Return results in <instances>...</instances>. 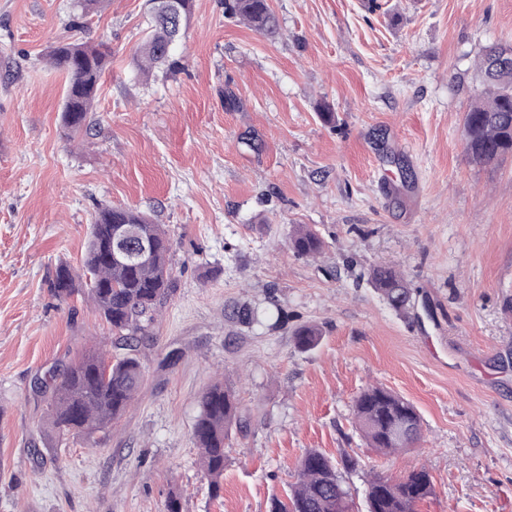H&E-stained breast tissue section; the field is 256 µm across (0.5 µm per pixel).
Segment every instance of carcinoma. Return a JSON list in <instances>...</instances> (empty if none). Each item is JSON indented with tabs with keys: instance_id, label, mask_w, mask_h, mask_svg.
<instances>
[{
	"instance_id": "obj_1",
	"label": "carcinoma",
	"mask_w": 512,
	"mask_h": 512,
	"mask_svg": "<svg viewBox=\"0 0 512 512\" xmlns=\"http://www.w3.org/2000/svg\"><path fill=\"white\" fill-rule=\"evenodd\" d=\"M149 33L140 49L142 70L170 58L176 41L185 37L192 0H183L179 14L171 17L165 0H147ZM231 15L240 17L257 32L273 36L278 24L268 0H231ZM50 65L65 72L68 86L61 115L68 141L81 138L87 113L97 97L108 53L83 42L59 43L49 51ZM484 91L465 114L466 151L472 162L488 164L512 153V44L493 43L485 47L478 63ZM131 224L136 233L129 240L134 249L141 240L152 244L148 259L117 262L108 258L113 231ZM325 242L317 230L297 226L288 239V248L300 256L322 253ZM171 243L166 231L134 208L111 207L99 210L83 259L86 280L71 267L60 265L52 279L55 297L65 302L74 295L86 298L116 334L115 353L96 348L85 350L62 373L50 391L46 404L48 425L57 438H80L96 445L107 435L134 402L143 377L137 334L144 323L153 322L174 292ZM372 288L393 309H407L411 292L404 275L395 267L379 264L368 274ZM302 350H312L321 341V329L312 324L293 331ZM200 411L193 436L208 490L215 499L224 486V440L232 427H244L240 402L235 393L216 381L199 399ZM357 427L367 445L382 455L403 447L411 448L421 438L420 416L406 400L381 386L364 390L355 401ZM407 419L414 428L403 445L390 440L389 425ZM346 486L332 458L312 449L297 466V479L281 499H271L269 512H348ZM435 497L432 476L414 469L401 480L375 474L368 481L366 512H416L419 504Z\"/></svg>"
}]
</instances>
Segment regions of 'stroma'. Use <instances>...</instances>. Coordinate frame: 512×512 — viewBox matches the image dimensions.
<instances>
[{"label": "stroma", "mask_w": 512, "mask_h": 512, "mask_svg": "<svg viewBox=\"0 0 512 512\" xmlns=\"http://www.w3.org/2000/svg\"><path fill=\"white\" fill-rule=\"evenodd\" d=\"M269 3L273 37L194 0L145 74L146 0H0V512H161L173 490L183 512H268L314 448L360 459L340 472L360 505L372 473L423 467L436 496L419 512H512V155L473 163L463 127L478 59L512 43V0ZM70 40L110 52L81 147L46 59ZM105 206L163 226L178 287L135 402L92 446L55 438L37 387L112 348L89 303L50 291ZM299 224L319 257L289 251ZM377 264L403 273L413 307L371 288ZM234 304L255 321L228 319ZM302 324L322 329L316 349L296 347ZM218 379L246 426L213 499L193 426ZM374 385L416 407L417 447L367 446L354 404Z\"/></svg>", "instance_id": "35a3bbf8"}]
</instances>
